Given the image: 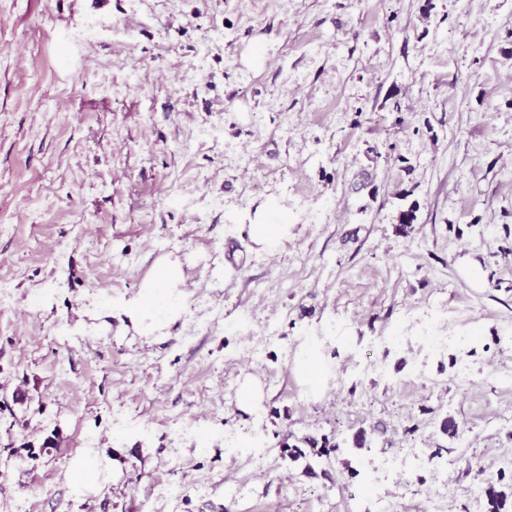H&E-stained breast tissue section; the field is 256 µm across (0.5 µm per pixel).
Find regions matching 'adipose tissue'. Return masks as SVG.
<instances>
[{
    "instance_id": "obj_1",
    "label": "adipose tissue",
    "mask_w": 512,
    "mask_h": 512,
    "mask_svg": "<svg viewBox=\"0 0 512 512\" xmlns=\"http://www.w3.org/2000/svg\"><path fill=\"white\" fill-rule=\"evenodd\" d=\"M250 233L259 251L272 253L287 237L288 227L276 223L274 208L263 204L256 210ZM180 283L181 270L177 262L164 260L158 263L153 276L143 282L135 299L132 325L139 335H163L179 318L185 307Z\"/></svg>"
}]
</instances>
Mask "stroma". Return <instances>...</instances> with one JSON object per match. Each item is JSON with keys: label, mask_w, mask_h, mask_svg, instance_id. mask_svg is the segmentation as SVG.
Masks as SVG:
<instances>
[{"label": "stroma", "mask_w": 512, "mask_h": 512, "mask_svg": "<svg viewBox=\"0 0 512 512\" xmlns=\"http://www.w3.org/2000/svg\"><path fill=\"white\" fill-rule=\"evenodd\" d=\"M164 258L185 309L148 340ZM1 280L0 512H374L364 461L410 446L449 512L487 478L512 512V0H0ZM444 310L465 342L419 359ZM276 211L267 204L260 205L255 213L253 224H250L252 241L258 250L266 253L275 252L281 240L288 236V224L282 218L274 219ZM180 284V265L170 260L159 262L153 276L143 282L132 311V325L140 336L164 335L179 318L185 307Z\"/></svg>", "instance_id": "obj_1"}]
</instances>
